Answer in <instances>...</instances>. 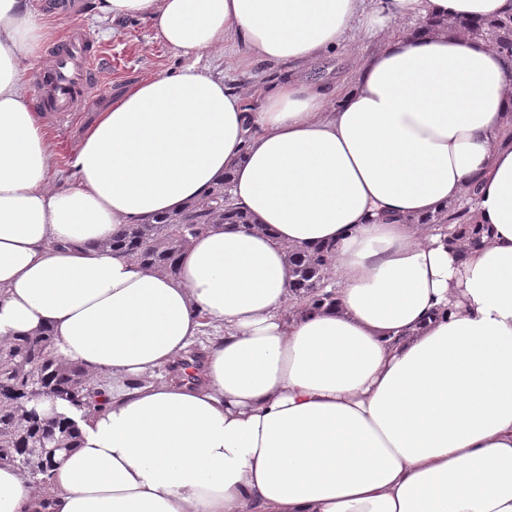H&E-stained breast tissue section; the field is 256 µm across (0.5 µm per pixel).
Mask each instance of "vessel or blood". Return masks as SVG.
Listing matches in <instances>:
<instances>
[{
  "instance_id": "b4317fda",
  "label": "vessel or blood",
  "mask_w": 512,
  "mask_h": 512,
  "mask_svg": "<svg viewBox=\"0 0 512 512\" xmlns=\"http://www.w3.org/2000/svg\"><path fill=\"white\" fill-rule=\"evenodd\" d=\"M102 52L80 27L55 47L46 71L36 79L40 110L50 125L64 128L72 113L85 109L99 88Z\"/></svg>"
}]
</instances>
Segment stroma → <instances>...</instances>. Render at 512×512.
Wrapping results in <instances>:
<instances>
[{"label":"stroma","mask_w":512,"mask_h":512,"mask_svg":"<svg viewBox=\"0 0 512 512\" xmlns=\"http://www.w3.org/2000/svg\"><path fill=\"white\" fill-rule=\"evenodd\" d=\"M91 3L92 0H70L69 8L52 12L59 36H66L73 24H80L103 52L98 93L86 111L73 114L69 128L53 134L59 153L54 181L59 185L71 183L69 157L85 131L93 126L114 97L132 82L152 74L180 70L188 62L187 57L171 51L157 39L149 21L129 19L118 24L101 21L94 17ZM379 45V40L352 32L346 49L322 55L302 69L301 74L312 82L343 90L365 58ZM241 58L240 48L228 47L213 53L207 63L215 76L222 78L229 88L238 91L253 106L260 104L262 94L269 86L293 72L286 64L272 66L253 60L245 65Z\"/></svg>","instance_id":"35a3bbf8"}]
</instances>
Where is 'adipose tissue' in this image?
Returning <instances> with one entry per match:
<instances>
[{
    "label": "adipose tissue",
    "instance_id": "1",
    "mask_svg": "<svg viewBox=\"0 0 512 512\" xmlns=\"http://www.w3.org/2000/svg\"><path fill=\"white\" fill-rule=\"evenodd\" d=\"M190 64L113 99L74 186L27 72L56 29L0 0V341L46 329L111 375L47 489L0 466V512H512V67L460 30L402 29L340 95L296 77L257 111L201 61L239 40L303 64L394 20L512 0H93ZM229 181L265 232L193 239L179 273L99 249ZM474 197L486 246L421 217ZM331 244L333 305L287 316L290 246ZM187 379H160L204 327Z\"/></svg>",
    "mask_w": 512,
    "mask_h": 512
}]
</instances>
